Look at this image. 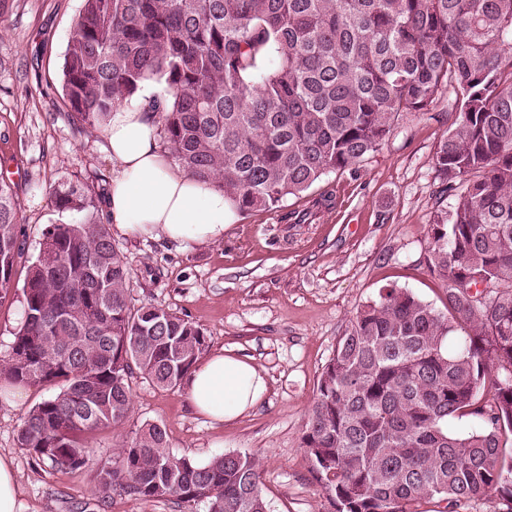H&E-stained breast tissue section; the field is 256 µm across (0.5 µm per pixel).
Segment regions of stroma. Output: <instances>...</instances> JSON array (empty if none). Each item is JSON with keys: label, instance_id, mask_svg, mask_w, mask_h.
Listing matches in <instances>:
<instances>
[{"label": "stroma", "instance_id": "35a3bbf8", "mask_svg": "<svg viewBox=\"0 0 512 512\" xmlns=\"http://www.w3.org/2000/svg\"><path fill=\"white\" fill-rule=\"evenodd\" d=\"M83 0H0V177L13 183L23 217L27 257H36L46 225L63 221L51 188L84 182L110 190L113 165L105 135L79 128L61 105L59 74ZM452 91L427 111L395 126L379 152L324 175L280 207L240 214L211 244H178L154 236L108 231L131 272L135 304L188 316L205 329L209 351L224 349L265 376L263 398L232 422L197 416L185 387L162 390L140 374L129 383L133 412L118 428L89 440L86 467L59 471L18 442L27 413L57 394L27 386L16 403L0 393V454L13 463L20 512H81L94 499L91 475L145 422L162 425L170 450L204 463L227 452L257 454L270 512H333L300 438L324 366L351 318L380 289L405 288L433 307L442 291L424 263L425 226L455 204L442 195L433 163L439 140L455 119ZM335 205L308 216L313 199ZM289 212L307 214L288 227ZM25 268L0 300V363L21 325Z\"/></svg>", "mask_w": 512, "mask_h": 512}]
</instances>
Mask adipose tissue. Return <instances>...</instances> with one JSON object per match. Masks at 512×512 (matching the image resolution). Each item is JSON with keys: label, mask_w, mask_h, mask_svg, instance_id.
Returning <instances> with one entry per match:
<instances>
[{"label": "adipose tissue", "mask_w": 512, "mask_h": 512, "mask_svg": "<svg viewBox=\"0 0 512 512\" xmlns=\"http://www.w3.org/2000/svg\"><path fill=\"white\" fill-rule=\"evenodd\" d=\"M115 167L105 212L127 235L183 243H217L237 211L222 188L178 168L158 140L154 119L142 105H117L106 132ZM266 381L249 361L213 352L187 378L192 407L211 421L229 422L263 396Z\"/></svg>", "instance_id": "1"}]
</instances>
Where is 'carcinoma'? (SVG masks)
Returning <instances> with one entry per match:
<instances>
[{
    "label": "carcinoma",
    "instance_id": "1",
    "mask_svg": "<svg viewBox=\"0 0 512 512\" xmlns=\"http://www.w3.org/2000/svg\"><path fill=\"white\" fill-rule=\"evenodd\" d=\"M62 105L103 132L152 79L147 109L173 162L241 213L277 206L379 151L399 115L444 88L460 109L438 142L442 191L426 225L440 311L403 288L357 310L323 368L301 436L334 512H420L496 498L512 512V0H84L64 55ZM72 221L46 226L27 267L8 385L63 389L33 407L22 447L58 470L131 413L128 377L174 389L207 348L203 328L131 305L130 269L89 185L52 189ZM0 180V295L25 259ZM470 418L465 432L448 421ZM114 495L269 512L259 459L176 456L144 423L92 474Z\"/></svg>",
    "mask_w": 512,
    "mask_h": 512
}]
</instances>
